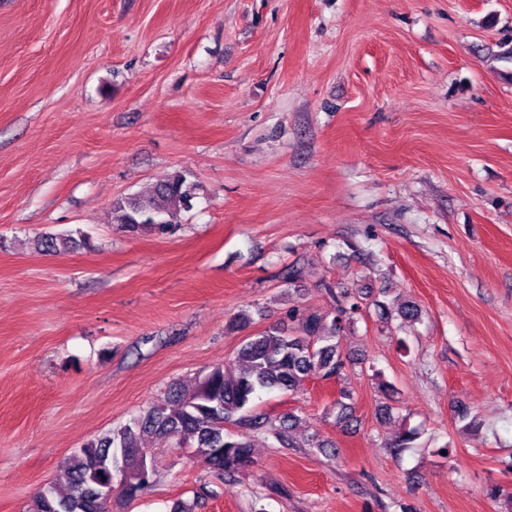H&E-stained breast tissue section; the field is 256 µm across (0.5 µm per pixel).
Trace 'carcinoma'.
Here are the masks:
<instances>
[{
  "mask_svg": "<svg viewBox=\"0 0 512 512\" xmlns=\"http://www.w3.org/2000/svg\"><path fill=\"white\" fill-rule=\"evenodd\" d=\"M194 185L186 174L174 172L159 179L143 195L112 202V223L131 232L149 226L160 234L174 230L181 212L192 209ZM68 235L44 234L38 250L57 253L73 248ZM333 298L330 312L288 308V320L300 331L272 325L247 338L233 365H215L192 386L172 385L130 423L84 443L69 458L59 479L31 500L26 512H108L98 499L99 488L112 484L113 470L124 468L122 496L137 498L157 476L146 444L158 441L189 451L216 475L232 477L253 463L251 440L224 431V423L264 430L283 448L291 446L290 431L296 416L273 420L252 414V402L261 391L296 392L311 378L330 381L341 377L348 362L342 339L362 314L363 292L324 282ZM420 433L405 429L389 443L393 453L416 447Z\"/></svg>",
  "mask_w": 512,
  "mask_h": 512,
  "instance_id": "1",
  "label": "carcinoma"
}]
</instances>
